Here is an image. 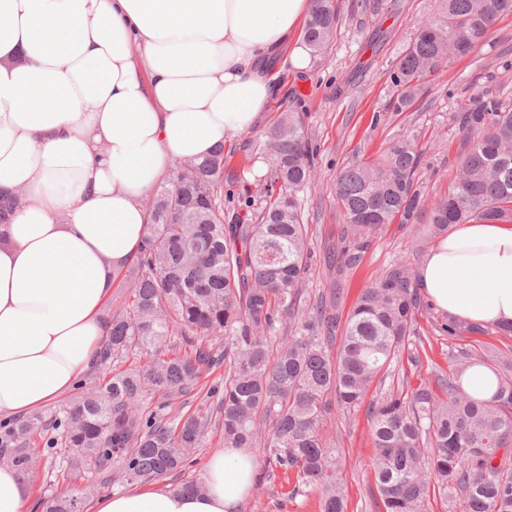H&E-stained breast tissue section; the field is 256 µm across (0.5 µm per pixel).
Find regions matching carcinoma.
Masks as SVG:
<instances>
[{
	"label": "carcinoma",
	"instance_id": "1",
	"mask_svg": "<svg viewBox=\"0 0 512 512\" xmlns=\"http://www.w3.org/2000/svg\"><path fill=\"white\" fill-rule=\"evenodd\" d=\"M303 38L317 56L337 23L334 0H312ZM512 0H440L397 64L399 93L388 109H409L426 75L484 43ZM469 148L448 192L431 206L426 233L454 225L512 223V105L483 92L461 108ZM273 185L254 221L224 223V148L192 172L175 165L149 204L151 230L129 269V299L106 322L98 365L103 383L78 384L64 405L23 417L6 438L18 443L11 465L32 469L30 437L59 449L62 477L85 459L97 471L121 466L127 483L177 473L203 443L208 418L172 413L173 401L200 387L203 373L224 367L217 399L224 447L255 448L265 471L295 475L291 495L321 493V512H347L340 481L342 450L326 441L332 407L346 413L365 401L376 379L397 378L369 403L377 456L379 512H430L436 497L459 512H512V353L483 345L461 349L448 372L412 384L396 375L402 353L418 363L425 342L415 328L419 292L414 271L390 265L365 290L345 322L297 305L311 259L296 194L314 180L300 118L282 113L265 133ZM421 155L413 138L392 142L382 159L349 166L336 178L344 220L342 245L328 256L338 269L358 264L371 238L395 219L409 223L425 207L415 182ZM20 192L0 190V224ZM343 327L341 336L336 329ZM223 338L215 345L213 338ZM474 365L489 368L493 395L479 399L461 386ZM40 512H86V497L67 490L37 501Z\"/></svg>",
	"mask_w": 512,
	"mask_h": 512
}]
</instances>
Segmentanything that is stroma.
I'll list each match as a JSON object with an SVG mask.
<instances>
[{
  "instance_id": "obj_1",
  "label": "stroma",
  "mask_w": 512,
  "mask_h": 512,
  "mask_svg": "<svg viewBox=\"0 0 512 512\" xmlns=\"http://www.w3.org/2000/svg\"><path fill=\"white\" fill-rule=\"evenodd\" d=\"M335 5L338 23L326 53L314 57L303 74L293 72L284 60L272 67L275 94L259 127L225 145L230 161L224 168V214L250 218V203L258 202L267 187L266 175L253 171L256 162L266 159L264 132L280 113H298L316 168L314 182L298 194L313 254L303 297L330 299L334 312L344 318L390 264L416 267L431 244L421 239L429 221L424 212L414 223L396 220L378 229L358 266L343 271L326 266L325 254L340 247L343 233L334 192L337 174L353 163L377 161L392 141L411 135L421 154L417 179L425 197L447 194L467 146L458 120L461 106L485 91L512 104V15L503 17L472 54L449 57L446 65L428 74L409 110L390 112L386 106L395 93L392 77L399 57L419 24L436 13L439 0H335ZM447 322V314L421 299L416 328L427 356L416 372L424 378L447 371L451 354L473 342L469 336L449 337ZM370 430L362 409L349 415L332 410L323 424L327 439L343 453L341 482L348 512H377ZM223 448V432L217 422H210L203 446L190 451V465L182 473L153 480V487L202 480L206 461ZM30 452L37 474L34 497L84 486L82 474L59 476L55 451L45 441H36ZM289 490L280 473L255 480L240 512H320L318 492L294 497Z\"/></svg>"
}]
</instances>
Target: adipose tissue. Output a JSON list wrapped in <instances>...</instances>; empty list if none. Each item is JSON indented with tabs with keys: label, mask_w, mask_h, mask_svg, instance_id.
I'll return each mask as SVG.
<instances>
[{
	"label": "adipose tissue",
	"mask_w": 512,
	"mask_h": 512,
	"mask_svg": "<svg viewBox=\"0 0 512 512\" xmlns=\"http://www.w3.org/2000/svg\"><path fill=\"white\" fill-rule=\"evenodd\" d=\"M310 0H0V418L41 409L92 368L112 283L150 232L146 202L177 159L253 130L281 49L312 64ZM437 308L512 325V226L469 223L415 269ZM256 468L227 448L206 489L98 497L92 512H238ZM34 477L0 465V512H28Z\"/></svg>",
	"instance_id": "adipose-tissue-1"
}]
</instances>
